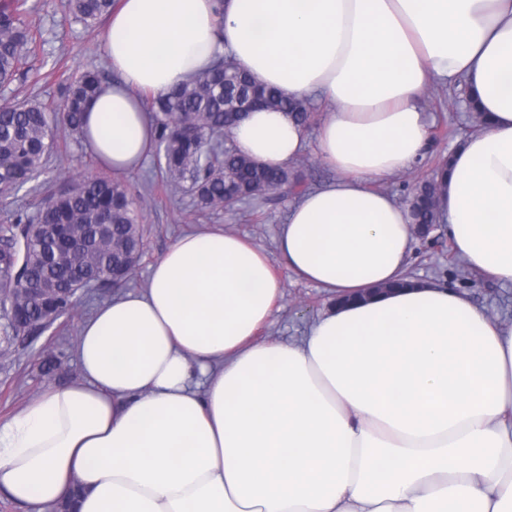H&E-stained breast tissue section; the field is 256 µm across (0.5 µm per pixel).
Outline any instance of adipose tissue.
<instances>
[{
    "label": "adipose tissue",
    "instance_id": "adipose-tissue-1",
    "mask_svg": "<svg viewBox=\"0 0 512 512\" xmlns=\"http://www.w3.org/2000/svg\"><path fill=\"white\" fill-rule=\"evenodd\" d=\"M117 72L83 143L116 173L151 151L144 95L231 57L316 132L257 110L233 146L281 166L306 146L335 171L290 206L276 256L214 226L179 236L148 286L77 339L79 379L0 419V491L51 512H512V317L408 279L414 236L380 182L431 147L420 98L464 80L487 121L435 204L457 253L512 284V0H118ZM280 263L325 291L295 340L260 338Z\"/></svg>",
    "mask_w": 512,
    "mask_h": 512
}]
</instances>
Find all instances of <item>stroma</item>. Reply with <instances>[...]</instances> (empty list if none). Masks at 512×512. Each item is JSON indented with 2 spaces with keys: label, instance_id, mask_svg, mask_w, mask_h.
<instances>
[{
  "label": "stroma",
  "instance_id": "obj_1",
  "mask_svg": "<svg viewBox=\"0 0 512 512\" xmlns=\"http://www.w3.org/2000/svg\"><path fill=\"white\" fill-rule=\"evenodd\" d=\"M26 7V21L37 33L36 52L10 84L0 86V104L26 99L49 105L59 103L67 79L78 77L90 68L101 70L105 80L114 79L103 47L106 22L86 28L69 13L67 0H27ZM462 91V86L450 88L435 82L423 93L420 104L429 115L431 126L444 127L449 135L433 141L431 151L423 159L383 183V190L395 199H403L418 180L432 177L437 162L446 158L465 135L476 131L469 113L452 109L454 98ZM101 170V165L83 143L71 137H59L44 173L25 184L17 195L0 199V224L10 223L20 209L36 213L41 199L61 187L62 177ZM287 212L288 205L283 202L274 207L241 203L231 211L218 208L203 214L197 210L190 194L155 191L144 212V254L130 287L146 288L150 266L178 236L212 224L224 226L225 230L248 239L266 252H274L276 229ZM457 266V261L448 259L445 252L423 242L416 244L409 259V271L413 275L444 281L465 292L475 303L488 306L491 312L512 314L511 285L504 287L476 274L461 278ZM276 273L283 283V295L260 335L278 340L303 336L323 310L327 297L321 289L284 268H277ZM103 303L98 292L81 295L74 318L59 319L42 335L18 342L8 357L0 356V418L16 414L33 395L48 387L65 386L79 379L76 352L79 328ZM49 353L62 358L63 368L48 378L42 376L39 366Z\"/></svg>",
  "mask_w": 512,
  "mask_h": 512
}]
</instances>
